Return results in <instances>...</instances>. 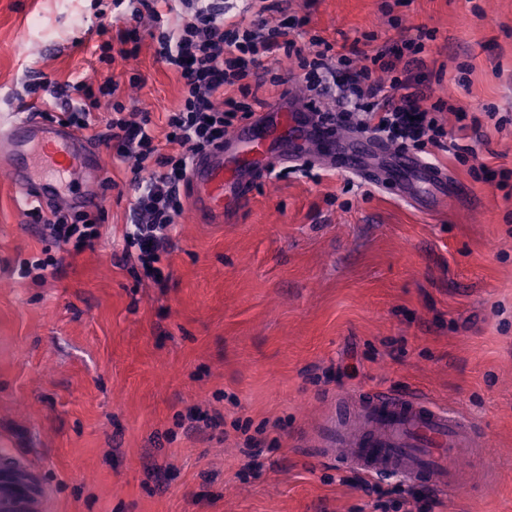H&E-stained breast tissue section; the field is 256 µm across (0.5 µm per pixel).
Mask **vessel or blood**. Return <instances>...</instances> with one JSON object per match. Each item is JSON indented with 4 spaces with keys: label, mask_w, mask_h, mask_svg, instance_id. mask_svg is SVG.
Here are the masks:
<instances>
[{
    "label": "vessel or blood",
    "mask_w": 512,
    "mask_h": 512,
    "mask_svg": "<svg viewBox=\"0 0 512 512\" xmlns=\"http://www.w3.org/2000/svg\"><path fill=\"white\" fill-rule=\"evenodd\" d=\"M320 127L291 104L262 112L226 138L223 145L194 163L192 177L197 212L223 218L226 206L246 201L279 152L283 137L306 145L319 140ZM0 151L9 162L13 185L27 196L52 206L65 200L61 175L95 156L91 140L70 126L46 125L33 115L0 127ZM343 170L374 183L392 184L418 207H432L448 192V176L406 153L372 166L385 151L355 136L333 142ZM484 435L473 421L412 395L369 391L342 400L318 423L306 444L316 458L355 470L368 478L395 476L436 491H453L472 482L456 459L467 453L482 459ZM46 488L40 473L23 463L0 464V512H45Z\"/></svg>",
    "instance_id": "b4317fda"
}]
</instances>
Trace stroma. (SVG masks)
Returning a JSON list of instances; mask_svg holds the SVG:
<instances>
[{"label":"stroma","instance_id":"35a3bbf8","mask_svg":"<svg viewBox=\"0 0 512 512\" xmlns=\"http://www.w3.org/2000/svg\"><path fill=\"white\" fill-rule=\"evenodd\" d=\"M98 0H0V122L30 84L87 76L124 87L164 130L182 98L151 21L130 61L100 62ZM299 44L334 48L432 31L430 84L456 148L507 179H477L453 151L448 198L414 208L330 164L321 145L212 222L185 207L157 286L124 257L134 173L94 140L102 236L67 251L0 171V449L40 471L46 512H512V0H282ZM142 82L133 86L131 75ZM479 120L460 129L457 113ZM53 255L56 269L36 261ZM416 394L480 425L487 487L437 492L360 474L300 447L331 398Z\"/></svg>","mask_w":512,"mask_h":512}]
</instances>
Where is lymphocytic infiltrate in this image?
<instances>
[{"instance_id": "lymphocytic-infiltrate-1", "label": "lymphocytic infiltrate", "mask_w": 512, "mask_h": 512, "mask_svg": "<svg viewBox=\"0 0 512 512\" xmlns=\"http://www.w3.org/2000/svg\"><path fill=\"white\" fill-rule=\"evenodd\" d=\"M279 8L280 0H268L248 20L231 15L223 0H112L113 12L132 20L149 14L159 30L156 53L182 81L181 103L169 113L163 135H156L149 115L137 119L126 112L117 99L118 82L68 84L73 96L61 120L81 133L105 124L116 158L132 165L134 231L128 239L155 281L163 279L160 263L184 209L181 190L190 183L193 158L223 144L238 118L254 116L258 88L280 86L281 68L303 71L307 110L328 130L355 129L397 151L440 147L448 137L438 107L423 104L424 33L368 52L352 48L330 56L298 47L293 33L299 18L268 25L265 12ZM105 96L112 99L106 121L99 117ZM164 142L175 145V152H162ZM30 215L44 235L78 251L94 248L101 236L99 218L83 211L46 213L36 205Z\"/></svg>"}]
</instances>
